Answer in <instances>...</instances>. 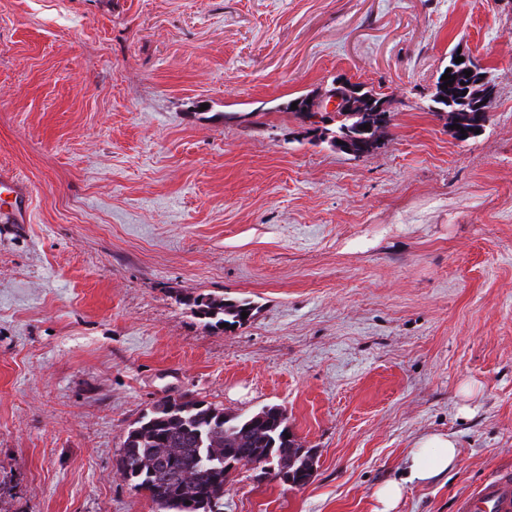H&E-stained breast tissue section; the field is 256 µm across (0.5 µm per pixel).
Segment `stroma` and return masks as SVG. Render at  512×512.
<instances>
[{
  "mask_svg": "<svg viewBox=\"0 0 512 512\" xmlns=\"http://www.w3.org/2000/svg\"><path fill=\"white\" fill-rule=\"evenodd\" d=\"M494 85L461 142L452 52ZM346 79L389 102L361 159L288 101ZM0 512H155L130 426L191 395L280 407L302 487L238 466L224 512H374L421 437L448 474L394 512H455L512 469V0H0ZM248 300L243 326L188 301ZM29 198L30 191L23 180L10 173H0V222L2 224L23 223Z\"/></svg>",
  "mask_w": 512,
  "mask_h": 512,
  "instance_id": "stroma-1",
  "label": "stroma"
}]
</instances>
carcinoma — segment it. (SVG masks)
<instances>
[{
  "label": "carcinoma",
  "mask_w": 512,
  "mask_h": 512,
  "mask_svg": "<svg viewBox=\"0 0 512 512\" xmlns=\"http://www.w3.org/2000/svg\"><path fill=\"white\" fill-rule=\"evenodd\" d=\"M470 77L457 69L452 86L436 83L431 101L448 109V124L468 128L464 121L476 111L483 121L491 112V92L486 71L472 65ZM335 128H353L373 122L367 107L347 106L338 113ZM193 312L205 324L228 328L246 323L241 312L252 316L247 300L196 297ZM273 458L288 476V483L304 486L314 475L313 449L304 448L288 428L277 406L247 415H229L224 408L187 396L152 405L128 430L119 450L117 470L137 493L145 494L156 512H223L224 484L237 465L255 466V479L268 478L266 459Z\"/></svg>",
  "instance_id": "carcinoma-1"
}]
</instances>
